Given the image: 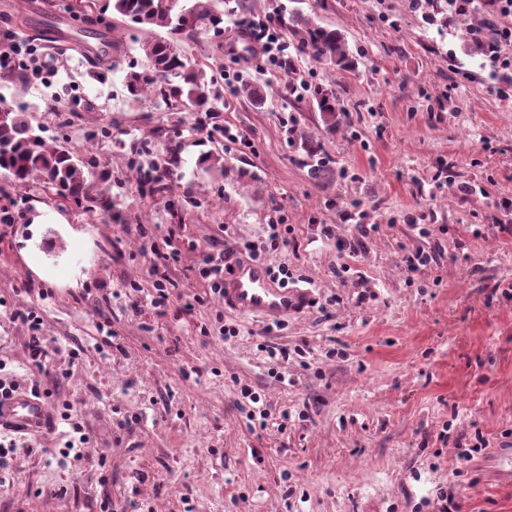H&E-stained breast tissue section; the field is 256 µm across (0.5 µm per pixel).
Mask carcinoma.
I'll use <instances>...</instances> for the list:
<instances>
[{"label":"carcinoma","mask_w":512,"mask_h":512,"mask_svg":"<svg viewBox=\"0 0 512 512\" xmlns=\"http://www.w3.org/2000/svg\"><path fill=\"white\" fill-rule=\"evenodd\" d=\"M221 4L222 0H109L112 51L130 43L142 55L141 61L128 64L123 80L127 96L133 101L152 96L174 112L195 113L194 130L206 133L211 140L224 136L223 129L209 124L211 114L218 111L212 86L217 77L224 76V64L216 62V73L209 76L192 61L187 46L202 34L224 31ZM288 24L297 39L298 53L340 69L352 68L350 52L339 32L317 24L314 17L302 12L292 13ZM89 64L93 76L117 67V61L106 55L89 59ZM0 77L26 83L19 65L6 57H0ZM314 96L323 122L330 129L336 128V113L341 111L336 95L318 87ZM184 149L179 137H164L146 178L139 181L140 187L152 196L170 192L164 179L182 168ZM196 165L212 176H224L220 154L203 153ZM100 167L95 156L69 148L66 135L41 136L25 112H12L0 120V169L8 172L11 185L17 188L35 185L62 206L74 205L93 213L112 205V195L104 187L109 172L101 171L96 180L89 178Z\"/></svg>","instance_id":"1"}]
</instances>
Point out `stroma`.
Listing matches in <instances>:
<instances>
[{
	"label": "stroma",
	"instance_id": "stroma-1",
	"mask_svg": "<svg viewBox=\"0 0 512 512\" xmlns=\"http://www.w3.org/2000/svg\"><path fill=\"white\" fill-rule=\"evenodd\" d=\"M44 2L28 0L20 16L0 6V47L36 46L20 59L34 77L0 80V103L57 94L92 104L70 145L111 160L115 213L58 207L0 170V210L14 218L0 223V379H38L53 406L72 407L57 431L21 442L0 512H437L442 493L448 512H512V70L475 52L482 16L452 13L441 25L413 0H241L223 37L191 44L201 65L237 70L242 16L299 10L340 32L356 67L297 53L288 73L250 69L245 81L264 88L265 103L230 85L219 92L221 123L242 137L224 146L198 142L193 113L124 96L133 48L90 78L82 54L55 47L76 35L68 0L51 15ZM303 83L335 92L346 110L335 130L311 89L289 93ZM98 120L121 134L87 139ZM160 129L185 138L176 186L198 201L176 216L129 171L134 142ZM210 149L224 153L223 181L196 167ZM40 205L63 223H32ZM352 205L379 230L350 255L337 244L357 235L341 218ZM276 213L288 247L269 261L308 280L315 303L271 327L225 308L199 270L212 252L263 244ZM409 213L426 215L428 237L405 223ZM418 247L436 261L413 275L404 257ZM163 275L165 313L132 314L130 283L147 290ZM29 306L48 352L39 367L12 315ZM224 324L237 336L222 337ZM263 338L307 350L289 360L288 383L268 377ZM244 384L264 391L266 427L240 411ZM74 422L94 425L80 458L48 456ZM479 433L488 448L459 459Z\"/></svg>",
	"mask_w": 512,
	"mask_h": 512
}]
</instances>
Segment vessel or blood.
Instances as JSON below:
<instances>
[{"label":"vessel or blood","mask_w":512,"mask_h":512,"mask_svg":"<svg viewBox=\"0 0 512 512\" xmlns=\"http://www.w3.org/2000/svg\"><path fill=\"white\" fill-rule=\"evenodd\" d=\"M224 305L238 313L268 322L303 312L313 300L310 289L283 288L274 283L264 266L239 261L224 277ZM54 408L47 397L17 390L0 395V432L38 434L55 425Z\"/></svg>","instance_id":"b4317fda"}]
</instances>
